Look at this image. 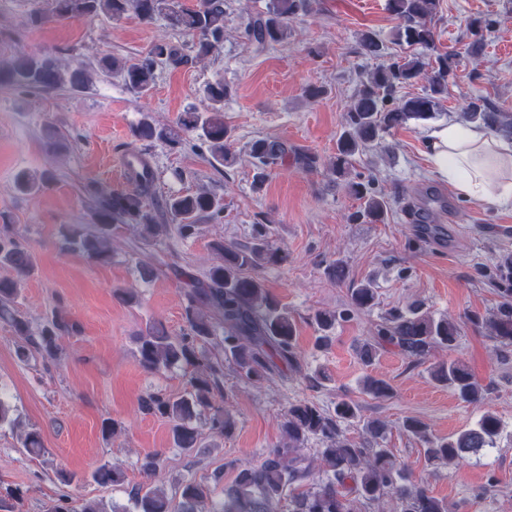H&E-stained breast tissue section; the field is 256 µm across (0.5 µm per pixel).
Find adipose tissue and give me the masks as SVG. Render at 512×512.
Returning <instances> with one entry per match:
<instances>
[{
    "label": "adipose tissue",
    "instance_id": "adipose-tissue-1",
    "mask_svg": "<svg viewBox=\"0 0 512 512\" xmlns=\"http://www.w3.org/2000/svg\"><path fill=\"white\" fill-rule=\"evenodd\" d=\"M434 171L474 202L512 207V144L482 125H441L428 134Z\"/></svg>",
    "mask_w": 512,
    "mask_h": 512
}]
</instances>
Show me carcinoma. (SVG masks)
<instances>
[{"label":"carcinoma","instance_id":"1","mask_svg":"<svg viewBox=\"0 0 512 512\" xmlns=\"http://www.w3.org/2000/svg\"><path fill=\"white\" fill-rule=\"evenodd\" d=\"M439 5L440 0H388L389 11L398 19L397 39L424 49V53L382 64L361 81L347 112L345 129L336 142L335 156L329 161L323 162L318 155L278 138L251 141L247 152L255 170V188L263 187L272 170L289 163L304 171L322 167L330 176L344 181L351 196L364 201V207L350 215L351 222L382 221L388 202L374 191L373 178H352L350 167L356 155L384 146L391 130L435 118L448 97V81L459 78L454 56L435 47L433 20ZM306 8V0H266L264 9L246 13L243 35L257 52L286 42L292 22ZM130 11L146 22L160 18L167 27L192 36V58L198 61L207 59L224 41V0H198L193 8H184L177 0H53L50 18L86 20L103 15L118 20ZM493 26L494 21L485 16L469 19L470 55L483 54ZM360 50L366 56L380 57L383 44L368 32L361 38ZM185 58L178 48L159 39L133 60L103 57L98 69L117 74L132 92L146 96L154 86L159 66H176ZM93 74L81 65L62 63L49 55L21 53L7 67L0 66V85L25 91H81L92 84ZM419 80L425 82L423 93L396 97L398 89ZM228 95L223 81L210 83L204 89L203 109L187 108L174 127L158 126L145 116L132 127L131 137L145 146L197 140L206 148L210 163L231 165L236 153L232 130L224 124V99ZM464 117L512 136L509 112L471 101ZM54 179L49 170H20L13 186L20 195L34 196L45 192ZM153 182L147 166L145 174L133 181L130 191L112 193L87 186V193L95 198V223L68 230L62 249L104 262L112 257L114 231L121 225L135 228L139 244L150 246L172 231L183 239L193 237L202 218L213 223L222 221L224 207L210 192L202 190L160 200ZM274 234L273 221L262 217L251 225L249 242H214L215 262L202 277H188L183 332L172 335L159 323L138 337V362L144 370L159 373L180 365L192 367L185 394L172 396L157 390L140 400L142 411L169 423L177 448L202 447L201 432L194 421L205 411L209 412L210 434L224 438L233 433V418L224 406L213 403L214 394L223 391L226 366L254 385L267 380L282 365L294 371L311 390L332 382L326 369L302 364L293 313L254 274L260 267L285 261L283 252L273 245ZM0 267L13 273L0 278V321L13 330L17 359L26 363L37 354L55 357L66 324L57 317L34 331L20 314L21 287L33 271L34 256L31 247L11 234L7 224L0 232ZM493 269L492 283L499 303L488 314H472L466 320L485 329L495 349L506 354L512 349V252L495 255ZM325 274L336 283L348 279L347 267L340 259L327 264ZM378 305L379 295L372 284H350L345 308L313 313L311 323L318 333L316 347L330 344L339 321ZM459 339L457 320L415 303L405 309H388L372 335L360 345L358 354L362 364L370 367L382 351L394 348L408 365L418 366L438 349H455ZM430 376L463 403L482 404L488 398L489 385L481 383L459 360L432 366ZM361 386L376 399H388L394 394L387 380L370 374L363 377ZM356 422L362 424L361 435L347 436L346 427ZM2 426L16 428L20 417L17 408L0 396ZM279 426L282 441L255 463L233 465L235 479L224 487V497L218 501L208 500L209 492L189 478L180 479L174 495H168L164 485L157 483L161 454L145 455L139 460V469L146 481L128 492L130 512H365L372 508L377 512H449L447 502L433 496L423 481L413 478L407 464L398 460L391 449L382 447L388 424L379 418H364L354 399L342 397L331 408L308 399L297 400L281 414ZM401 430L423 445L428 464L451 466L496 447L503 423L487 411L473 427L447 438L434 436L429 426L416 417L405 418ZM312 440L318 448L311 453L308 444ZM21 444L31 456L46 452L40 431L33 427L22 431ZM91 477L114 487L126 482L123 468L108 462L100 464ZM48 512L107 509L96 499H86L76 508L71 498L63 494Z\"/></svg>","mask_w":512,"mask_h":512}]
</instances>
